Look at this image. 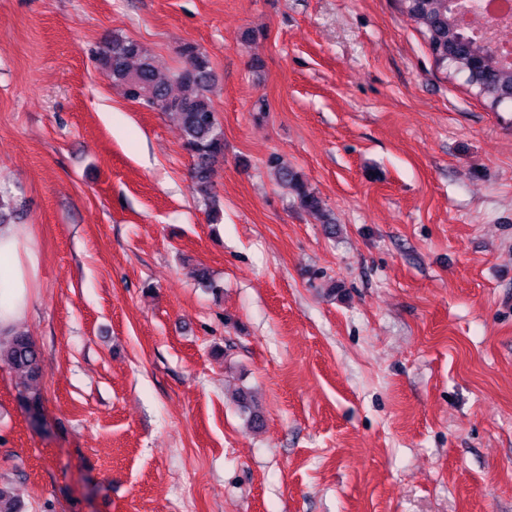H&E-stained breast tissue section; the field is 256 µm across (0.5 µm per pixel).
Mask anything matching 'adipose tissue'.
I'll return each instance as SVG.
<instances>
[{
    "instance_id": "obj_1",
    "label": "adipose tissue",
    "mask_w": 512,
    "mask_h": 512,
    "mask_svg": "<svg viewBox=\"0 0 512 512\" xmlns=\"http://www.w3.org/2000/svg\"><path fill=\"white\" fill-rule=\"evenodd\" d=\"M39 274V255L20 224L0 225V339L15 332L32 306V284Z\"/></svg>"
}]
</instances>
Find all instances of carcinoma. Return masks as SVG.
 <instances>
[{
	"label": "carcinoma",
	"mask_w": 512,
	"mask_h": 512,
	"mask_svg": "<svg viewBox=\"0 0 512 512\" xmlns=\"http://www.w3.org/2000/svg\"><path fill=\"white\" fill-rule=\"evenodd\" d=\"M406 13L423 35L436 64L448 66V45L459 48L460 58L453 67L464 70L465 56L471 43L480 39L474 30L462 31L451 21L448 0H410ZM488 70L495 85V95H512V63L508 64L485 48ZM182 66L168 77L161 76L146 50L136 41L119 35L105 41L97 52L101 65L108 68L112 78L124 88L126 98L153 111L168 114L183 130V149L193 158L191 177L197 193L208 210L209 221H221V209L213 191L212 173L215 164L224 158V131L212 105L211 94L215 85L214 73L208 55L195 43L179 46ZM179 86L181 92L173 91ZM278 182L291 190L301 207L324 214L323 201L311 192L296 172L286 165L278 167ZM39 352L33 341L16 333L7 341H0V364L23 373L35 382L40 377ZM21 406L31 422L42 423V395L25 385L19 390ZM239 403L251 428L263 424L259 407L247 392L239 393Z\"/></svg>",
	"instance_id": "obj_1"
}]
</instances>
